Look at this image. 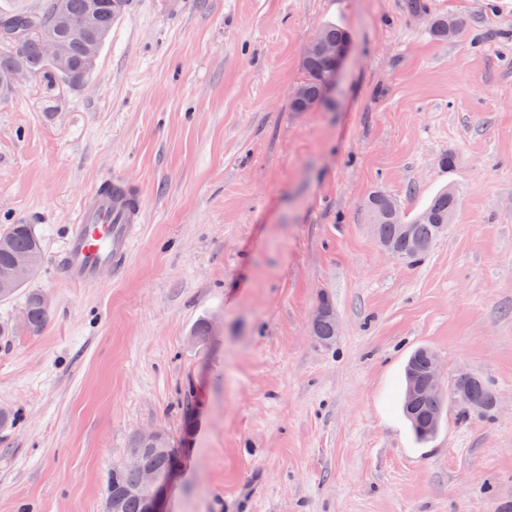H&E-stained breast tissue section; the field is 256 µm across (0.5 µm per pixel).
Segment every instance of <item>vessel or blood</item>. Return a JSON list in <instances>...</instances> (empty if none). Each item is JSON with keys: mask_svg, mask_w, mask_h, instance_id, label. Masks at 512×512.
<instances>
[{"mask_svg": "<svg viewBox=\"0 0 512 512\" xmlns=\"http://www.w3.org/2000/svg\"><path fill=\"white\" fill-rule=\"evenodd\" d=\"M111 185V194L97 189L82 198L62 253L69 284L93 285L106 267L122 272L136 244L144 212L141 194L119 176Z\"/></svg>", "mask_w": 512, "mask_h": 512, "instance_id": "1", "label": "vessel or blood"}]
</instances>
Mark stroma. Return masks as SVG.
<instances>
[{
    "mask_svg": "<svg viewBox=\"0 0 512 512\" xmlns=\"http://www.w3.org/2000/svg\"><path fill=\"white\" fill-rule=\"evenodd\" d=\"M132 2L84 85L0 100V225L42 237L29 286L51 301L35 334L23 297L0 301V410L19 417L0 512H101L153 431L181 450L169 512H512V0ZM328 24L351 43L338 83L293 111ZM117 174L144 201L135 249L73 287L63 241ZM446 187L428 254L383 253L369 194L412 215ZM325 297L329 348L310 332ZM419 347L496 396L424 444L400 404Z\"/></svg>",
    "mask_w": 512,
    "mask_h": 512,
    "instance_id": "35a3bbf8",
    "label": "stroma"
}]
</instances>
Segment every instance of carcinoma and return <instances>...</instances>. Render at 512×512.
Masks as SVG:
<instances>
[{"mask_svg": "<svg viewBox=\"0 0 512 512\" xmlns=\"http://www.w3.org/2000/svg\"><path fill=\"white\" fill-rule=\"evenodd\" d=\"M56 0H45L42 9L38 11L11 10L0 11V98L10 95L5 84L6 76L19 64H24L34 75L41 78L47 87H55L60 83L81 85L90 77L93 67L86 63L82 49H73L69 64L61 68L50 64L44 56V41L59 36L55 17ZM71 13L86 15L94 12L93 26L97 33L106 34L114 23L121 17L129 6V0H108V6L97 12L93 11V0H68ZM305 78L303 84L309 93L312 106L321 104L324 100L323 88L326 80L335 70L332 57L317 54L303 63ZM457 197L443 190L432 197L423 212L429 219L414 225V236L421 241L426 249H431L441 237L442 224H450V216L457 210ZM370 219L377 224V234L382 240L403 250L406 243L400 237L399 222L391 217V213L400 205L382 190L373 191L364 203ZM19 258L30 262L29 275H34L43 259V243L31 224H9L0 229V300L14 298L26 281H14L3 285L15 261ZM26 314L25 327L31 332H37L45 325L49 311L45 306L44 295L37 292L28 294L24 306ZM430 358L423 349L416 350L409 358L405 373L413 372L423 376L427 372ZM454 383L466 388L468 403L459 404L461 413L467 414L475 409L487 410L494 404L495 397L491 389L479 378L457 376ZM448 407V391L429 392L425 398L412 404L402 402L405 417L410 422L413 435L417 442L424 443L433 438L438 429L434 428L436 417L444 414ZM179 455L173 449H167L158 444L155 449L141 454L136 467L128 465L112 470L105 493L110 494L140 484L143 470H153L163 474L171 468L179 466ZM148 492L140 491L127 495L121 501L120 512H145Z\"/></svg>", "mask_w": 512, "mask_h": 512, "instance_id": "obj_1", "label": "carcinoma"}]
</instances>
